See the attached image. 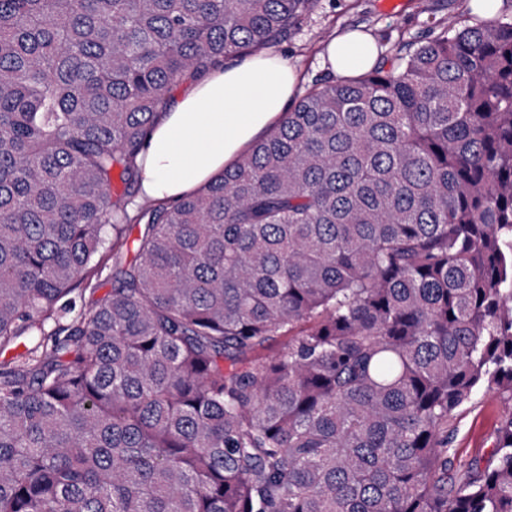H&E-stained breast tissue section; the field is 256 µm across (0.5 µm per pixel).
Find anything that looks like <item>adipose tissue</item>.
Instances as JSON below:
<instances>
[{
	"instance_id": "ef3b65f1",
	"label": "adipose tissue",
	"mask_w": 512,
	"mask_h": 512,
	"mask_svg": "<svg viewBox=\"0 0 512 512\" xmlns=\"http://www.w3.org/2000/svg\"><path fill=\"white\" fill-rule=\"evenodd\" d=\"M320 57L333 75L348 77L370 68L378 49L370 35L351 30ZM300 81L287 60L262 53L189 83L145 142L144 195L173 202L210 182L284 116Z\"/></svg>"
}]
</instances>
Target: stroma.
<instances>
[{
  "label": "stroma",
  "instance_id": "stroma-1",
  "mask_svg": "<svg viewBox=\"0 0 512 512\" xmlns=\"http://www.w3.org/2000/svg\"><path fill=\"white\" fill-rule=\"evenodd\" d=\"M482 19L475 0H394L390 7L385 0H311L287 36L268 51L283 56L300 71L302 81L296 93L301 96L314 82L328 79L319 54L328 40L341 33L363 30L375 40L380 57L387 59L409 44L434 39L444 27L458 30ZM503 411L495 393L481 392L456 412L448 443L456 464L490 458Z\"/></svg>",
  "mask_w": 512,
  "mask_h": 512
}]
</instances>
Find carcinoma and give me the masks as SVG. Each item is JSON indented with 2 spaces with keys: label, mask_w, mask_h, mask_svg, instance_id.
<instances>
[{
  "label": "carcinoma",
  "mask_w": 512,
  "mask_h": 512,
  "mask_svg": "<svg viewBox=\"0 0 512 512\" xmlns=\"http://www.w3.org/2000/svg\"><path fill=\"white\" fill-rule=\"evenodd\" d=\"M479 6L132 216L173 86L309 0H0V512H512V20ZM93 284H96L95 293H90L89 291L84 292L82 288H85V284L77 285L75 288H78L74 292V296L76 297V312L79 310L81 306L88 304L92 298H100L105 294L111 291L112 289V259L106 260L104 264L100 265L93 278ZM505 406L493 392H480L460 408L453 420L448 448L457 466L485 463L495 444V429Z\"/></svg>",
  "instance_id": "1"
}]
</instances>
